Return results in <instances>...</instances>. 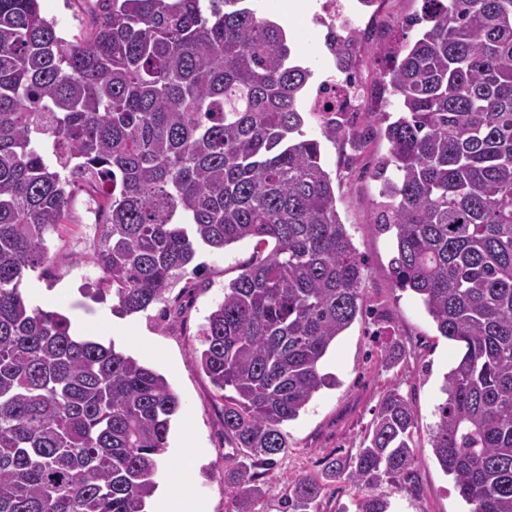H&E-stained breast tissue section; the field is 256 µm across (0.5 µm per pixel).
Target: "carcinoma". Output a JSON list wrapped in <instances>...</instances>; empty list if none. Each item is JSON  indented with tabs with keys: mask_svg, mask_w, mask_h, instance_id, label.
<instances>
[{
	"mask_svg": "<svg viewBox=\"0 0 512 512\" xmlns=\"http://www.w3.org/2000/svg\"><path fill=\"white\" fill-rule=\"evenodd\" d=\"M244 2L93 0L69 40L39 0H0V512H145L181 408L164 375L20 290L77 188L101 198L94 257L125 313L164 301L199 242L274 243L224 288L196 355L243 452L224 475L235 512L265 495L283 423L335 384L322 364L367 268L302 131L313 72ZM423 20L389 72L376 225L395 283L464 347L429 448L469 512H512V0H424ZM415 425L386 390L357 452L290 479L281 512H320L328 478L361 491L357 512H390L384 483L417 497Z\"/></svg>",
	"mask_w": 512,
	"mask_h": 512,
	"instance_id": "1",
	"label": "carcinoma"
}]
</instances>
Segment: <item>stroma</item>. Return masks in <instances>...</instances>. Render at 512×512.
<instances>
[{"label":"stroma","instance_id":"1","mask_svg":"<svg viewBox=\"0 0 512 512\" xmlns=\"http://www.w3.org/2000/svg\"><path fill=\"white\" fill-rule=\"evenodd\" d=\"M351 2L356 6L350 14L352 32L359 42L352 70L367 110L357 119L347 112L338 115L346 130L340 138L323 137L327 118L319 112L305 113L303 131L306 138L320 142L322 163L335 186L339 219L367 265L363 298L368 312L355 319L325 358L323 369L337 377L338 386L318 392L296 419L284 424L288 448L262 474L267 494L255 510L280 512L291 477L319 474L327 455L355 453L381 395L395 387L415 410L413 443L423 492L411 498L385 484L382 493L389 497L393 512H465L452 478L440 469L428 444L436 406L444 398L443 377L460 349L439 336L420 300L395 286L389 268L392 240L375 225L380 189L375 173L390 149L380 121L396 105L385 83L398 45L419 31L406 20L421 15L423 0H375L370 7L361 0ZM247 4L269 20L287 19L288 40L315 78L332 74L324 47L327 29L315 21L320 0H304L299 9L291 8L289 0ZM40 6L63 37L83 34L89 27L86 0H40ZM88 199L86 192L75 194L72 223L50 234L48 262L26 273L21 290L32 305L81 318L90 337L115 343L168 379L182 406L171 423L161 468L173 473L190 469L188 489L206 502L208 512H233L224 473L236 466L238 453L224 435V403L216 398L195 355L209 314L222 300L225 286L254 259V245L244 241L221 251L198 248L164 302L116 316L115 299L95 297L103 273L93 256L98 227L86 208ZM394 342L405 349L396 364L385 358L386 348Z\"/></svg>","mask_w":512,"mask_h":512}]
</instances>
